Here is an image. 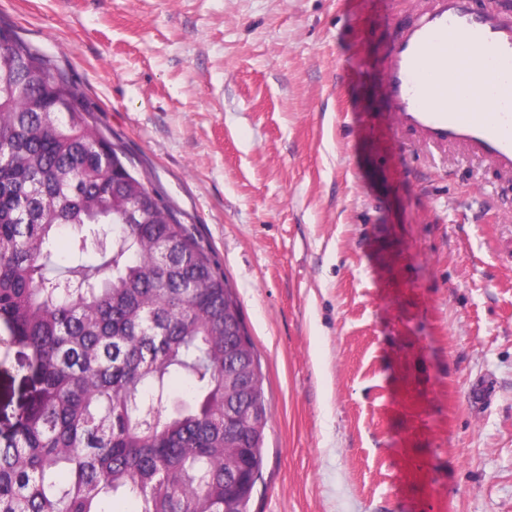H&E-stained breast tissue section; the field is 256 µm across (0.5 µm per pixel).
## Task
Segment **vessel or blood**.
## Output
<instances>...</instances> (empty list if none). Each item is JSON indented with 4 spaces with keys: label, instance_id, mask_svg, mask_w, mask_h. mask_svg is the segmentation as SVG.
<instances>
[{
    "label": "vessel or blood",
    "instance_id": "1",
    "mask_svg": "<svg viewBox=\"0 0 512 512\" xmlns=\"http://www.w3.org/2000/svg\"><path fill=\"white\" fill-rule=\"evenodd\" d=\"M382 81L401 127L432 146H458L512 174V16L478 0H430L388 46ZM493 100L477 111L461 91Z\"/></svg>",
    "mask_w": 512,
    "mask_h": 512
}]
</instances>
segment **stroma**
Returning <instances> with one entry per match:
<instances>
[{
    "instance_id": "stroma-1",
    "label": "stroma",
    "mask_w": 512,
    "mask_h": 512,
    "mask_svg": "<svg viewBox=\"0 0 512 512\" xmlns=\"http://www.w3.org/2000/svg\"><path fill=\"white\" fill-rule=\"evenodd\" d=\"M422 2L0 0L237 298L251 512H512V176L391 115ZM32 374L0 350V428Z\"/></svg>"
}]
</instances>
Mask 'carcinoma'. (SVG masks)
Segmentation results:
<instances>
[{
	"instance_id": "1",
	"label": "carcinoma",
	"mask_w": 512,
	"mask_h": 512,
	"mask_svg": "<svg viewBox=\"0 0 512 512\" xmlns=\"http://www.w3.org/2000/svg\"><path fill=\"white\" fill-rule=\"evenodd\" d=\"M50 61L0 26V346L40 399L0 431V512H249L269 410L224 273L94 131ZM104 230L62 267V229ZM192 403L163 409L172 382Z\"/></svg>"
}]
</instances>
